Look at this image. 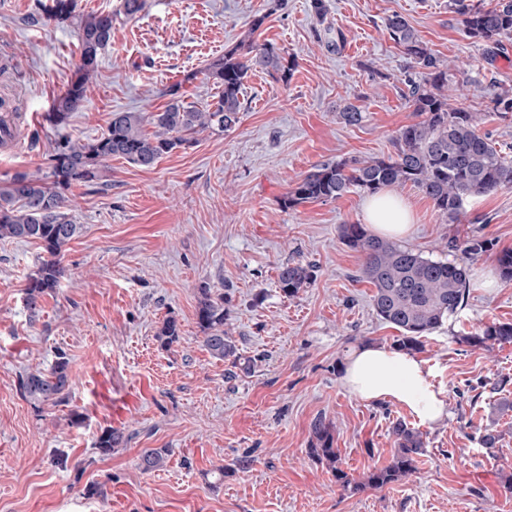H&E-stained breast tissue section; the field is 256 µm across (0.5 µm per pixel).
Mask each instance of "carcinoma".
Masks as SVG:
<instances>
[{
	"instance_id": "obj_1",
	"label": "carcinoma",
	"mask_w": 512,
	"mask_h": 512,
	"mask_svg": "<svg viewBox=\"0 0 512 512\" xmlns=\"http://www.w3.org/2000/svg\"><path fill=\"white\" fill-rule=\"evenodd\" d=\"M448 7L460 17L465 35L488 46H498L512 37V0H497L492 6L469 0H449ZM77 0H52L44 6L47 20L76 24L81 48L75 77L52 102L45 120L54 128L65 126L72 113L85 100L87 82L98 66L99 52L112 41V14H76ZM389 38L420 69L419 79H409V97L418 120L402 127L396 138V151L387 158L361 160L341 158L314 167L288 191L280 205L295 208L311 201L336 200L356 188L376 194L385 187L411 185L428 198L438 214L448 223L458 222L465 202L502 188L512 187V161L497 143L478 129L477 113L448 102L450 75L417 31L402 15L387 18ZM295 66L269 44L258 45L242 40L224 50V55L209 62L208 77L219 90L216 103L206 109L184 103L178 88L172 87L171 101L161 112H114L107 132L100 138L80 143L63 137L55 142L50 155V171L44 178L18 175L0 186V238L35 240L46 252L28 276L24 304L31 315L41 308V301L56 293L65 274L61 256L64 247L77 234L79 225L65 212L67 192L75 182L98 179L106 161L117 158L142 168L153 167L162 156L190 144L202 130H227L239 122L240 95L251 71L279 75L283 81ZM486 111L502 118L512 113V87L492 85L481 91ZM153 125L156 131H146ZM340 239L363 255L360 279L374 288L373 307L379 319L399 335L394 346L414 353L422 350V338L441 327L465 302L470 283V269L449 260L426 258L390 239L370 233L363 224H343ZM491 243L472 235L464 241V251L479 256L490 250ZM501 279L512 281V249L499 251L495 258ZM315 280V266L288 261L278 268L280 291L292 297ZM224 294L201 289L198 302V327L203 344L218 359L231 361L247 373L250 364L240 363L238 348L224 331ZM182 336L181 324L170 316L158 333L161 345L168 346ZM460 344L492 349L512 343V322H488L457 337ZM69 360L60 351L50 370L28 372L19 380L21 396L35 403L57 404L65 399L70 386ZM308 452L319 461L333 465L336 482L354 492L380 489L415 474L425 453L423 433L404 420L392 422L394 439L391 461L373 467L356 480L340 466L335 448V430L323 419L312 426ZM123 442V433L112 428L98 437L96 448L103 455ZM166 450L145 448L139 458L144 472L163 466Z\"/></svg>"
}]
</instances>
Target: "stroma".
<instances>
[{
	"label": "stroma",
	"instance_id": "stroma-1",
	"mask_svg": "<svg viewBox=\"0 0 512 512\" xmlns=\"http://www.w3.org/2000/svg\"><path fill=\"white\" fill-rule=\"evenodd\" d=\"M324 3L319 17L311 0H146L130 17L121 0H78L81 13H111L112 41L82 106L56 130L44 115L80 60L74 30L33 23L36 0H0V116L20 112L14 150L0 151V183L46 175L55 141L98 138L113 113L163 111L171 86L185 103L214 102L204 69L240 40L295 60L285 82L249 73L232 129L204 130L152 168L112 159L99 180L74 183L66 211L80 231L37 316L24 292L43 249L0 240V512H512L503 486L512 411L491 414L492 403L512 402V344L487 351L457 341L480 323L512 322V281L495 270L496 252L512 248V188L471 198L455 224L414 187L390 190L414 214L401 245L471 269L464 306L417 354L447 408L419 426L417 473L352 494L308 454L312 424L324 419L342 469L362 478L390 462L391 423L410 415L340 380L355 349L393 345L396 334L359 278L362 255L339 238V225L364 223L366 194L293 209L281 198L321 162L394 155L399 129L415 121L409 61L385 30L392 14L448 65L453 104L476 110L477 87L512 85V41L495 52L466 38L448 0ZM349 105L363 116L354 126L340 117ZM471 234L491 251L469 260L450 249ZM291 259L314 264L316 280L287 297L276 279ZM204 287L224 294L225 327L251 373L233 374L204 347ZM170 316L182 335L165 347L157 333ZM60 350L70 359L64 402L22 398L20 377L49 369ZM489 424L502 434L491 451L479 443ZM111 427L125 440L104 456L95 442ZM145 448L166 449L161 469L140 470Z\"/></svg>",
	"mask_w": 512,
	"mask_h": 512
}]
</instances>
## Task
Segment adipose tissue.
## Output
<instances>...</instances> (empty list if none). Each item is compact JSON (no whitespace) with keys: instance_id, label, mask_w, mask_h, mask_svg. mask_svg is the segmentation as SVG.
Returning <instances> with one entry per match:
<instances>
[{"instance_id":"ef3b65f1","label":"adipose tissue","mask_w":512,"mask_h":512,"mask_svg":"<svg viewBox=\"0 0 512 512\" xmlns=\"http://www.w3.org/2000/svg\"><path fill=\"white\" fill-rule=\"evenodd\" d=\"M367 224L383 236H399L411 224L408 206L388 194L377 195L365 204ZM429 371L415 356L396 349L366 344L347 360L342 382L350 393L363 400H389L424 423L440 421L446 414L443 396L433 390Z\"/></svg>"}]
</instances>
